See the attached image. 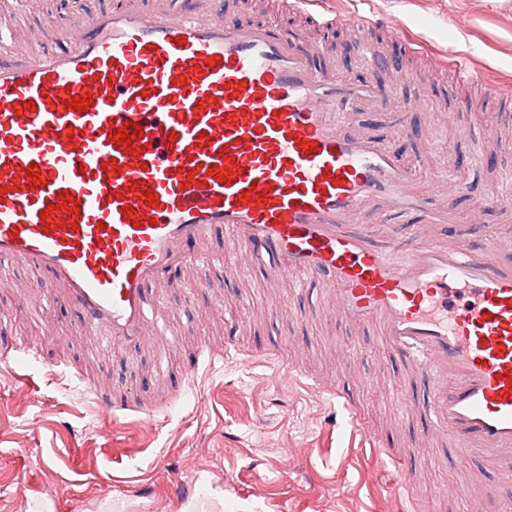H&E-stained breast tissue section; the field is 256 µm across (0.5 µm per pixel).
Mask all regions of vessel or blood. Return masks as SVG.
Returning a JSON list of instances; mask_svg holds the SVG:
<instances>
[{"mask_svg": "<svg viewBox=\"0 0 512 512\" xmlns=\"http://www.w3.org/2000/svg\"><path fill=\"white\" fill-rule=\"evenodd\" d=\"M319 0H286L322 27ZM452 65L461 85H493L496 70ZM87 99L86 111L66 105ZM35 110H28L27 102ZM368 79L337 76L316 64L303 31L288 35L225 12L223 0H170L145 8L116 0L112 9L15 39L0 27V258L37 271L42 300L73 308L92 350L126 352L168 335L162 289L179 274L220 270L215 236L248 250L269 280L299 273L296 289L315 283L340 319L372 331L395 362L426 385L423 411L431 441L450 445L461 463L491 461L512 484V241L485 223L488 210L511 211L512 195L460 182L480 194L471 214L480 242L454 245V207L436 206L413 185L378 136L349 134L339 116L352 105L382 106ZM143 131L125 154L113 140L127 124ZM313 152H306L307 144ZM41 186H34L29 168ZM227 174L226 183L216 174ZM157 196V205L146 202ZM71 199L74 209L61 208ZM377 203L425 236L412 251L379 240L358 215ZM48 218H41V211ZM340 363L335 384L308 379L328 396L369 447L380 445L360 396ZM112 424L152 417L156 406L130 389L94 388ZM416 448L392 450L409 492L392 512L419 497ZM169 503L211 512L182 473L164 488ZM480 512H503L487 486L471 482Z\"/></svg>", "mask_w": 512, "mask_h": 512, "instance_id": "obj_1", "label": "vessel or blood"}]
</instances>
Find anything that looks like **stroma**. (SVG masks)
<instances>
[{
  "label": "stroma",
  "mask_w": 512,
  "mask_h": 512,
  "mask_svg": "<svg viewBox=\"0 0 512 512\" xmlns=\"http://www.w3.org/2000/svg\"><path fill=\"white\" fill-rule=\"evenodd\" d=\"M110 0H31L30 8L5 15L6 23L28 30L46 19L91 14ZM280 0H224L227 9L252 22L282 28L301 26L285 13ZM327 13L358 11L386 20L383 28L339 25L309 28L316 60L337 75L364 72L359 53L371 39L381 61L375 81L389 92L386 106L349 112L345 125L354 133L387 135L403 164L412 166L416 188L434 201H447L460 215L456 242L470 247L478 231L469 216L479 196H462L455 183H442L449 169L460 168L465 180L501 187L512 178V149L491 147L492 159L481 163L478 147L489 129L512 137V125L497 124L504 92L512 93V0H325ZM467 16L459 30L455 16ZM422 41L426 54H405L403 44ZM437 54L463 58L476 68L492 67L495 86L460 88L452 70L435 71L427 59ZM411 115L412 133L392 135L393 113ZM228 266L247 265V282L221 289L173 288L165 294V312L176 345L145 353H90L74 330L72 309L40 304L39 275L13 262L0 261V337L44 350V364L23 375L0 371V512H76L78 500H96L108 492L107 512H169L162 498H131L112 490L113 481L152 483L163 488L169 473L180 470L197 495L224 501L223 512H389L392 499L404 494L390 458L360 445L344 418H333L328 400L303 390L293 367L323 384L335 382V348L363 345L352 378L359 384L373 426L387 447L421 443L424 425L416 417L398 419L419 390L410 374L393 367L372 333L351 327L328 309L318 286L293 291L296 273L283 272L276 288H267L265 272L250 266L246 250L228 248ZM245 327L240 345H273L279 359L270 365L244 361L223 369L188 375L202 340L220 346L226 328ZM81 373L86 382L127 384L155 397L159 384L178 394L175 402L150 421L115 426L98 412L84 385L65 386L48 365ZM486 482L495 476L485 461L460 466L447 449L435 448L417 472L423 512H455L444 489L466 484L472 475ZM42 485L54 501L36 500Z\"/></svg>",
  "instance_id": "obj_1"
}]
</instances>
